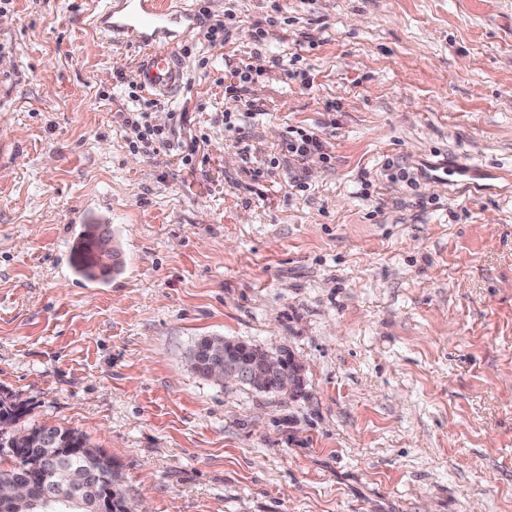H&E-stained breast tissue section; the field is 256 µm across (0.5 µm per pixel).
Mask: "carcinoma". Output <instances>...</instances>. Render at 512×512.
I'll return each instance as SVG.
<instances>
[{"instance_id": "carcinoma-1", "label": "carcinoma", "mask_w": 512, "mask_h": 512, "mask_svg": "<svg viewBox=\"0 0 512 512\" xmlns=\"http://www.w3.org/2000/svg\"><path fill=\"white\" fill-rule=\"evenodd\" d=\"M110 228V225L87 224L77 242L71 249V260L75 271L88 279H104L113 273L120 271L118 250L112 249V263L105 264L98 256L96 232L102 228ZM220 341L218 337H204L196 342L190 350L188 357L192 370L200 376L208 379L213 369L224 363V358L236 362L237 366L244 364V358L240 351L230 350L229 355L216 352L213 346ZM23 441L26 451L23 456L17 457L18 464L10 469L0 470V482L28 478L34 483H39L37 471L33 465L42 457L46 448H80L82 452L67 457L69 468L78 471L80 480L71 486V494L77 498L78 504L74 506L76 512H91L89 500L93 497L95 484L94 474L106 472L107 484L116 496V512H133L132 506L120 489V474L108 469L110 458L106 457L98 448L93 446L83 434L58 426H37L28 429V433L12 436L5 439L0 436V448H12L17 441Z\"/></svg>"}]
</instances>
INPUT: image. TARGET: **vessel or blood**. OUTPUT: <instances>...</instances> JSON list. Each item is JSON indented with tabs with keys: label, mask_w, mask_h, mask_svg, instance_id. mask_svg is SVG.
I'll return each instance as SVG.
<instances>
[{
	"label": "vessel or blood",
	"mask_w": 512,
	"mask_h": 512,
	"mask_svg": "<svg viewBox=\"0 0 512 512\" xmlns=\"http://www.w3.org/2000/svg\"><path fill=\"white\" fill-rule=\"evenodd\" d=\"M96 22L106 35L117 36L126 45L146 49L147 54L137 67L145 89L160 93L175 89L179 80L176 58L172 51L158 46L171 22L166 0H128L127 11L119 16L107 5Z\"/></svg>",
	"instance_id": "b4317fda"
}]
</instances>
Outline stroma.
<instances>
[{"mask_svg": "<svg viewBox=\"0 0 512 512\" xmlns=\"http://www.w3.org/2000/svg\"><path fill=\"white\" fill-rule=\"evenodd\" d=\"M102 4L0 0L14 432L83 433L137 512H512V0H279L278 26L269 0H172L191 20L150 154L122 125L135 53L87 22ZM203 6L238 15L226 40ZM259 44L271 64L225 98ZM295 55L306 79L275 63ZM292 127L330 160L282 157ZM86 224L111 225L120 273L74 274ZM204 336L292 352L302 392L201 377Z\"/></svg>", "mask_w": 512, "mask_h": 512, "instance_id": "obj_1", "label": "stroma"}]
</instances>
